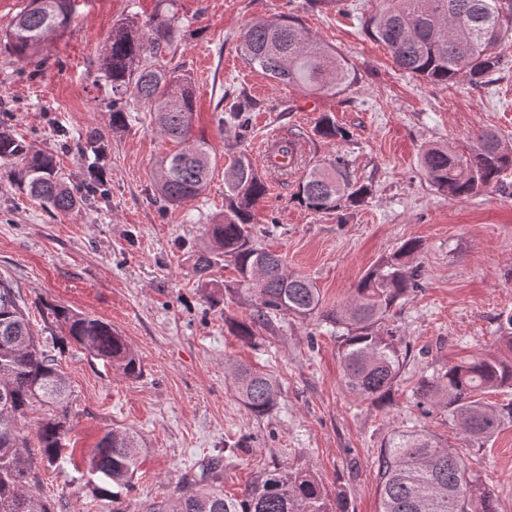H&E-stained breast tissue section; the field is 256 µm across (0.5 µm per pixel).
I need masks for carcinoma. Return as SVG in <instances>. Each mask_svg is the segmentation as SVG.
I'll list each match as a JSON object with an SVG mask.
<instances>
[{
  "mask_svg": "<svg viewBox=\"0 0 512 512\" xmlns=\"http://www.w3.org/2000/svg\"><path fill=\"white\" fill-rule=\"evenodd\" d=\"M76 0H27L0 28L4 47L17 60L38 70L45 64L43 49L50 37L62 33L75 12ZM181 18L175 0H160L146 26L127 20L112 26L97 80L110 87L108 125L127 124L136 105L149 107L155 130L181 149L158 160L153 180L159 200L173 204L198 197L210 180L216 157L200 138L189 142L195 114L190 81L160 65L173 48V34ZM367 33L383 43L399 71L431 83L473 84L499 68V43L512 34V0H383L381 8L364 22ZM245 62L267 78L307 94L335 95L354 84L348 62L306 31L293 18L253 23L240 37ZM255 103L238 97L218 118L240 128ZM315 135L334 140L346 132L327 115ZM106 134H86L85 150L94 154L106 147ZM286 171L298 164V143L291 137L276 145ZM421 164L441 193L467 199L503 186L512 173V151L502 147L497 134L483 132L477 143L462 151L433 146ZM9 165L17 184L50 209L79 212L83 205L109 195L106 181L90 178L74 186L62 172L56 156L32 149L0 120V166ZM234 179L225 182L224 217L205 227L209 245L195 255L200 277L224 263L239 274L238 285L250 294L255 307L252 323H238V336L249 341L252 324L275 330L279 314L308 318L314 314L338 328L339 348L347 386L360 396L379 400L398 381L402 352L395 332L385 319L402 297L419 287L417 271L405 258L421 244L411 239L390 256L381 258L358 280L350 301L340 308L324 304L319 289L308 279L285 273L279 255L257 247L250 224L266 195V184L252 158L241 153L231 163ZM369 190L357 185L349 163L336 157L329 165H315L298 183L296 199L305 208L329 213L365 202ZM52 324L61 343L73 341L95 358L122 369L128 377L140 375L138 359L127 340L112 324L66 307L51 309ZM237 398L253 414L273 409L279 395L274 376L244 364L230 367ZM512 388V362L495 355L448 365V369L420 379L415 386L416 407L428 415L440 406L468 437L486 441L504 424L512 423V405L493 407L483 395ZM58 410L37 427L35 438L42 462L54 464L65 449L69 393L60 364L42 349L26 314L20 293L0 279V512H52L50 503L31 490V440L22 419L33 403ZM140 459V437L135 432L112 431L101 437L89 460V473L106 479L96 485L103 497L118 500L110 487H128ZM379 512H496L489 491L457 451L423 430L393 432L377 461ZM223 467L211 463L200 479L186 483L172 512H336V500L312 471L274 466L260 472L238 496L221 488Z\"/></svg>",
  "mask_w": 512,
  "mask_h": 512,
  "instance_id": "obj_1",
  "label": "carcinoma"
}]
</instances>
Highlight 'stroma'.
<instances>
[{"label": "stroma", "instance_id": "obj_1", "mask_svg": "<svg viewBox=\"0 0 512 512\" xmlns=\"http://www.w3.org/2000/svg\"><path fill=\"white\" fill-rule=\"evenodd\" d=\"M379 0H178L183 17L166 67L187 75L197 117L192 133L216 157L210 183L190 202L160 210L153 169L172 145L139 110L109 132L99 160L62 151L57 125L81 134L106 129L108 90L97 83L102 52L118 20L146 21L157 0H78L65 34L49 42L35 71L0 46V96L11 125L34 149L57 152L74 180L88 165L103 171L111 194L77 214L52 212L0 170V279L19 288L35 332L42 313L64 306L104 319L125 336L139 377L90 357L74 343L49 346L70 387L69 446L74 457L33 462L35 488L54 512H155L171 507L191 475L212 459L224 466L225 494H240L255 474L279 465L314 472L344 512H378L375 465L394 429H425L462 453L479 472L497 512H512V423L472 443L437 409L421 415L413 388L420 377L461 358L477 359L512 312V177L504 187L468 199L437 191L421 163L432 145H475L484 131L512 148V39L500 68L483 83L436 84L403 75L364 21ZM303 26L350 64L355 82L333 96L309 95L251 70L239 50L247 25L278 16ZM246 95L257 108L247 129L219 124L221 96ZM346 138L314 129L322 114ZM303 134L301 167L288 174L263 163L270 132ZM257 164L267 185L251 234L279 254L288 274L310 278L326 306L347 302L357 281L381 257L410 239L422 248L410 268L420 288L398 301L389 323L407 356L397 385L382 401L350 390L336 330L320 318L281 315L275 331L256 328L255 344L233 324L249 320L246 295L201 287L192 250L206 224L224 213V170L238 153ZM346 157L367 186L364 204L316 213L294 197L303 170ZM233 359L269 370L281 388L271 412L256 416L239 401L224 368ZM131 429L143 440L139 470L119 502L98 496L84 463L105 432Z\"/></svg>", "mask_w": 512, "mask_h": 512}]
</instances>
